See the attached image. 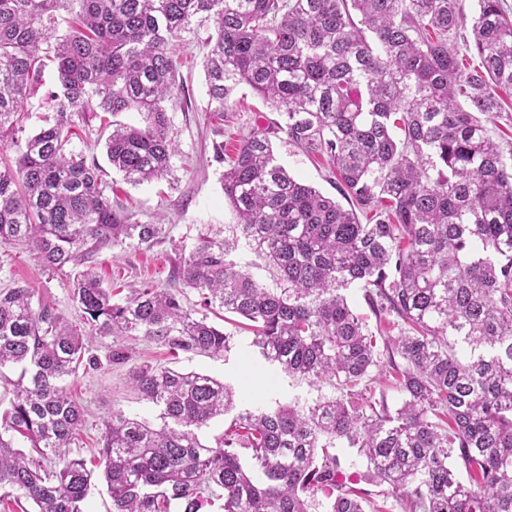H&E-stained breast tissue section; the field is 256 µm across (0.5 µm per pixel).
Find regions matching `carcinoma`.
Returning a JSON list of instances; mask_svg holds the SVG:
<instances>
[{
  "label": "carcinoma",
  "mask_w": 512,
  "mask_h": 512,
  "mask_svg": "<svg viewBox=\"0 0 512 512\" xmlns=\"http://www.w3.org/2000/svg\"><path fill=\"white\" fill-rule=\"evenodd\" d=\"M457 2L0 0V244L76 270L81 312L74 323L35 309L27 285L0 291V368L19 370L0 413V504L88 512L91 471L67 457L84 411L64 382L98 365V336L225 356L237 339L208 321L218 308L249 321L255 362L317 397L243 408L225 381L138 368L131 383L161 424L120 411L104 421L112 512H205L217 499L218 512H365L378 498L400 512H512V151L479 118L512 88V16L503 0H478L480 65L465 70L448 47ZM204 25L213 115L244 84L281 121L254 128L228 158L214 144L227 160L232 235L199 237L165 286L147 282L114 303L87 263L149 246L164 229L112 205L71 128L134 110L142 124L112 128L107 160L132 185L172 175L173 46ZM49 63L53 117L20 138ZM278 133L327 157L354 208L289 174L274 154ZM242 243L275 270L274 285L238 264ZM354 286L399 327L382 337L396 408L364 384L380 364L348 300ZM187 288L205 313L185 307ZM229 413L215 445L203 443L198 430ZM338 448L354 450L362 470L347 472L358 461L342 462Z\"/></svg>",
  "instance_id": "carcinoma-1"
}]
</instances>
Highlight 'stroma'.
<instances>
[{
    "instance_id": "obj_1",
    "label": "stroma",
    "mask_w": 512,
    "mask_h": 512,
    "mask_svg": "<svg viewBox=\"0 0 512 512\" xmlns=\"http://www.w3.org/2000/svg\"><path fill=\"white\" fill-rule=\"evenodd\" d=\"M206 36L205 29H197L185 35L176 47L182 64L178 76L181 88L169 109L177 146L172 177L130 185L107 162L105 140L109 131L101 126L99 118H88L75 129L73 147L84 150L101 164L103 177L112 186L113 201L133 213L139 222H160L165 226L164 234L151 246L126 245L102 250L96 256L95 269L105 282L112 284L115 301H123L130 287L145 282L164 284L171 266L188 255L199 236L223 239L225 226L235 221L224 199V166L214 157L216 121L208 105L200 47ZM278 118V113L266 109L248 87H238L224 108L225 151H232L257 121ZM274 150L279 162L295 177L329 197H338L336 178L325 158L305 154L283 137L275 140ZM18 282L32 288L33 304H49L69 320L78 317L68 273L45 270L33 248L0 245V290ZM249 341V332L239 331L235 349L221 359L202 353L175 355L167 347L138 336L124 340L129 358L115 365L108 359L115 339H96L91 353L98 358V366L79 368L67 381L71 396L84 410L83 425L69 448L70 457L84 459L88 470L100 474L97 441L104 420L116 411L156 418L157 409L138 398L130 380L132 371L144 364L195 371L227 381L235 386L241 403L247 406L264 403L273 396L283 401L296 396L313 397L314 391L307 385L277 379L267 369L254 370Z\"/></svg>"
}]
</instances>
